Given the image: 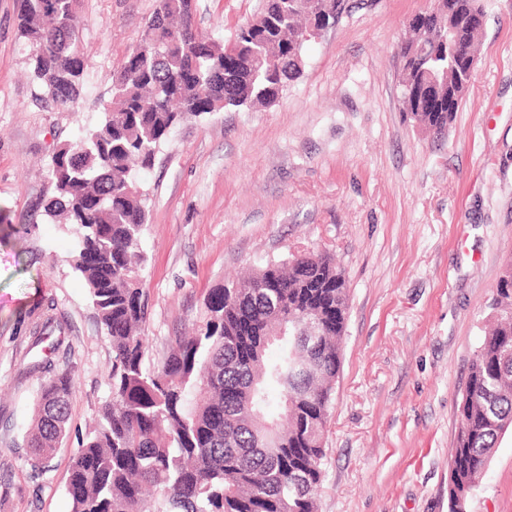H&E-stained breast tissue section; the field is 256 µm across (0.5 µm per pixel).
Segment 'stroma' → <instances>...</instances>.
<instances>
[{
  "instance_id": "obj_1",
  "label": "stroma",
  "mask_w": 512,
  "mask_h": 512,
  "mask_svg": "<svg viewBox=\"0 0 512 512\" xmlns=\"http://www.w3.org/2000/svg\"><path fill=\"white\" fill-rule=\"evenodd\" d=\"M430 2L351 0L276 104L188 117L137 172L150 362L204 327L209 289L248 269L315 248L344 273L319 512H448L457 404L512 254V0H485L468 91L441 135L409 120L398 82L406 23ZM17 4L0 0V512H70L71 455L110 396L112 346L74 269L77 226L44 212L47 164L101 120L155 0H81L85 91L70 109L41 100ZM195 5L198 31L228 41L262 0ZM37 359L74 381L44 465L25 443ZM470 510L512 512L511 430Z\"/></svg>"
}]
</instances>
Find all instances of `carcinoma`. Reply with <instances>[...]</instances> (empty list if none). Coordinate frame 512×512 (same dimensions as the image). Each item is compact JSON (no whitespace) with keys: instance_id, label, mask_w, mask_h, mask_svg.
I'll return each instance as SVG.
<instances>
[{"instance_id":"carcinoma-1","label":"carcinoma","mask_w":512,"mask_h":512,"mask_svg":"<svg viewBox=\"0 0 512 512\" xmlns=\"http://www.w3.org/2000/svg\"><path fill=\"white\" fill-rule=\"evenodd\" d=\"M432 0L433 38L415 29L399 47V84L410 118L445 132L467 91L457 60L461 29L475 52L483 0ZM80 0H21L20 36L42 99L82 96ZM349 0H263L227 45L195 33L194 0H156L138 44L124 57L98 125L52 154L46 214L79 227L74 268L112 345L111 398L72 455L71 512H318L324 432L341 365L347 315L344 273L306 251L268 263L231 287L209 291L205 329L175 339L146 362L141 270L148 193L131 163L147 169L180 121L274 104L303 72L304 32L336 23ZM492 304L495 327L468 366L448 481L479 487L503 432L512 429V255ZM73 379L44 381L26 447L49 459L66 436ZM281 414H267L270 389Z\"/></svg>"}]
</instances>
